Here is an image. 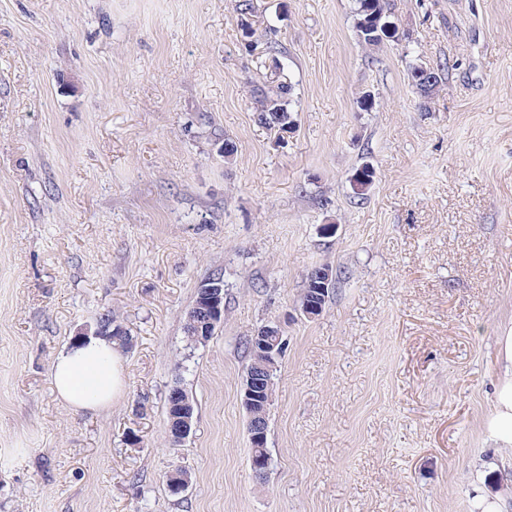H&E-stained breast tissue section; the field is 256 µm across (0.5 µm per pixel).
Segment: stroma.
I'll return each mask as SVG.
<instances>
[{
    "mask_svg": "<svg viewBox=\"0 0 512 512\" xmlns=\"http://www.w3.org/2000/svg\"><path fill=\"white\" fill-rule=\"evenodd\" d=\"M252 3L255 51L237 0H0V512H471L477 464L512 457L483 429L512 321V0H389L410 38L375 49L356 0ZM440 60L420 96L410 65ZM275 69L285 135L252 95ZM323 264L344 276L309 319ZM216 277L224 321L189 345ZM106 313L124 394L69 409L51 364ZM267 324L261 480L241 398ZM175 385L196 419L173 448Z\"/></svg>",
    "mask_w": 512,
    "mask_h": 512,
    "instance_id": "stroma-1",
    "label": "stroma"
}]
</instances>
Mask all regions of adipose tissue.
I'll return each instance as SVG.
<instances>
[{"label": "adipose tissue", "mask_w": 512, "mask_h": 512, "mask_svg": "<svg viewBox=\"0 0 512 512\" xmlns=\"http://www.w3.org/2000/svg\"><path fill=\"white\" fill-rule=\"evenodd\" d=\"M498 376L485 429L501 448L512 447V324L496 338ZM51 385L75 409L111 407L123 393L120 352L106 338L90 336L71 342L52 362Z\"/></svg>", "instance_id": "ef3b65f1"}]
</instances>
